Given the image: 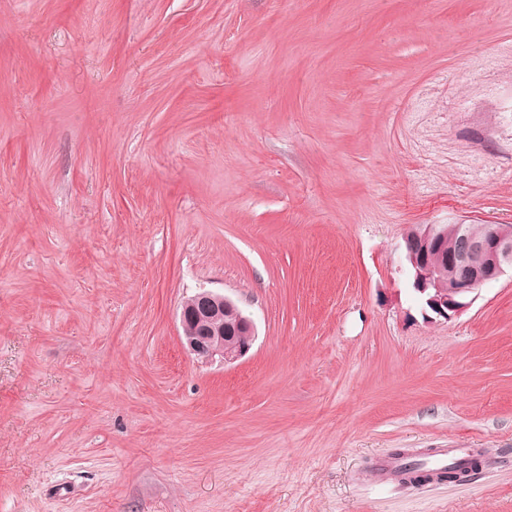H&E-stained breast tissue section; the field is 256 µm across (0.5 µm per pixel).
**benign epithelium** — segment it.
Instances as JSON below:
<instances>
[{
	"label": "benign epithelium",
	"mask_w": 512,
	"mask_h": 512,
	"mask_svg": "<svg viewBox=\"0 0 512 512\" xmlns=\"http://www.w3.org/2000/svg\"><path fill=\"white\" fill-rule=\"evenodd\" d=\"M459 246L445 251V232L438 224H423L420 232L404 237L413 289L426 309L445 320L465 311L472 295L483 285L512 270V224H488L481 235L457 225ZM448 264V287L441 288L432 275L431 254ZM181 341L197 361L226 364L248 354L255 338L251 319L235 301L212 290H201L181 305Z\"/></svg>",
	"instance_id": "7a95c632"
}]
</instances>
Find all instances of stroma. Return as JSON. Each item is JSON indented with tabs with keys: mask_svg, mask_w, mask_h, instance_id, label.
I'll use <instances>...</instances> for the list:
<instances>
[{
	"mask_svg": "<svg viewBox=\"0 0 512 512\" xmlns=\"http://www.w3.org/2000/svg\"><path fill=\"white\" fill-rule=\"evenodd\" d=\"M487 222L512 0H0V512H512V272L429 322L403 242ZM181 341L197 361L233 363L248 354L255 338L251 319L224 293L201 290L181 305ZM477 452H479L478 448H437L436 454L432 456L433 470L442 472L448 468L445 474L463 471L467 468L466 463L450 467L448 465L462 462ZM404 464L402 457L385 455L376 460L374 469L382 482L411 483Z\"/></svg>",
	"mask_w": 512,
	"mask_h": 512,
	"instance_id": "35a3bbf8",
	"label": "stroma"
}]
</instances>
